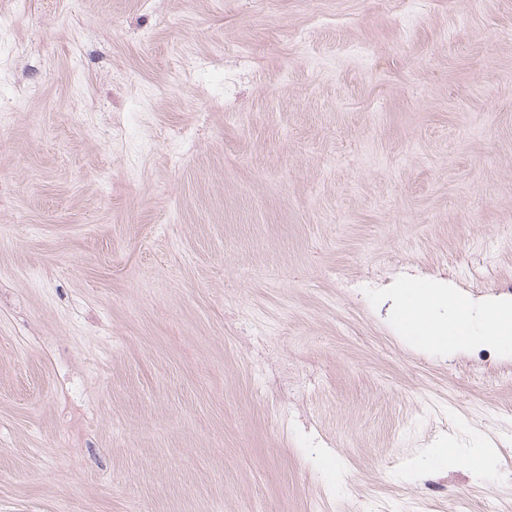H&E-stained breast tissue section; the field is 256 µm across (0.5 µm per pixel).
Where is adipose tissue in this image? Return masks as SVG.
<instances>
[{
	"mask_svg": "<svg viewBox=\"0 0 512 512\" xmlns=\"http://www.w3.org/2000/svg\"><path fill=\"white\" fill-rule=\"evenodd\" d=\"M447 304V319H438L435 309ZM483 328L472 332V308L453 291L425 283L414 284L409 299L400 302L396 320L400 327L420 343L456 351L480 342L512 348V305L492 304L482 308Z\"/></svg>",
	"mask_w": 512,
	"mask_h": 512,
	"instance_id": "1",
	"label": "adipose tissue"
}]
</instances>
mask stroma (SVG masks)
<instances>
[{"instance_id":"35a3bbf8","label":"stroma","mask_w":512,"mask_h":512,"mask_svg":"<svg viewBox=\"0 0 512 512\" xmlns=\"http://www.w3.org/2000/svg\"><path fill=\"white\" fill-rule=\"evenodd\" d=\"M0 10V512L512 505V0ZM410 298L401 300L396 312L400 327L420 343L456 351L472 343L512 348V304H492L482 308L483 328L478 336L472 333V307L451 288H433L416 283ZM448 303L447 321L438 319L435 309Z\"/></svg>"}]
</instances>
